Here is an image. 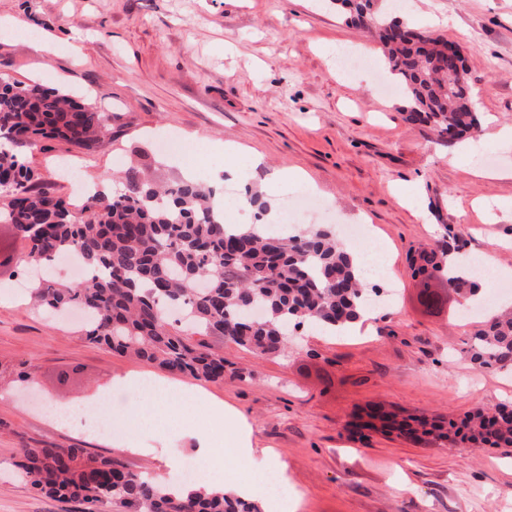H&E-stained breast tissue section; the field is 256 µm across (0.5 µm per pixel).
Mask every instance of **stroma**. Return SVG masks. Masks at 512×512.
<instances>
[{"instance_id": "stroma-1", "label": "stroma", "mask_w": 512, "mask_h": 512, "mask_svg": "<svg viewBox=\"0 0 512 512\" xmlns=\"http://www.w3.org/2000/svg\"><path fill=\"white\" fill-rule=\"evenodd\" d=\"M422 29L466 47L477 108L512 125V0H408ZM44 35L38 51L28 35ZM339 42L384 69L371 33L348 24L330 0H0V75L71 93L111 117L94 152L59 139L17 147L38 187L72 197L77 183L137 165L170 182L185 169H226L225 188L257 190L282 209L283 169H300L330 210L329 224L367 223L390 268L370 333L306 334L287 353L260 355L215 336L211 345L243 379H186L191 390L235 407L254 448L285 466L296 512H512V448L420 445L380 429L356 431L376 403L403 415L456 417L512 405V375L480 371L460 351L477 324L455 300L426 307L410 257L444 227L463 252L494 250L512 268V218L491 224L476 200L512 199V147L493 146L495 179L472 171V153L407 122L370 73L347 76L326 59ZM167 138L189 152L160 155ZM236 153L225 155V145ZM23 240L0 226V512H88L86 504L32 491L13 466L25 446L80 445L153 475L168 453L194 457V414L166 413L111 435L65 428L42 402L101 398L118 375L174 376L83 337L81 319L47 317L27 296ZM33 367L31 383L17 374ZM151 453H142V446Z\"/></svg>"}]
</instances>
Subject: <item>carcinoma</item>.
Listing matches in <instances>:
<instances>
[{
    "label": "carcinoma",
    "instance_id": "obj_1",
    "mask_svg": "<svg viewBox=\"0 0 512 512\" xmlns=\"http://www.w3.org/2000/svg\"><path fill=\"white\" fill-rule=\"evenodd\" d=\"M349 23L375 33L391 82L400 88L405 120L427 125L446 143L481 131L467 74L441 50L444 39L374 10V0H341ZM109 116L52 88L0 77V141L43 138L86 151L108 134ZM0 175L12 199L3 223L29 242L24 259L49 264L77 256L86 277L66 284L38 273L33 304L53 314L77 308L83 335L171 373L222 383L239 372L207 338L222 336L261 355L287 348L288 326L339 330L379 292L365 287L333 226L315 224L288 235H261L224 223L212 206L214 189L193 179L156 184L135 166L121 189H96L80 210L36 186L16 153L0 148ZM448 241L418 254L416 274L444 277L466 300L475 281L452 263ZM463 353L480 370L512 372V309L483 321ZM359 429L382 427L407 440L450 448H512V411L499 405L459 418H398L375 405ZM18 474L35 490L92 506L91 512H260L254 503L187 482L168 490L146 474L120 469L77 445L22 448Z\"/></svg>",
    "mask_w": 512,
    "mask_h": 512
}]
</instances>
